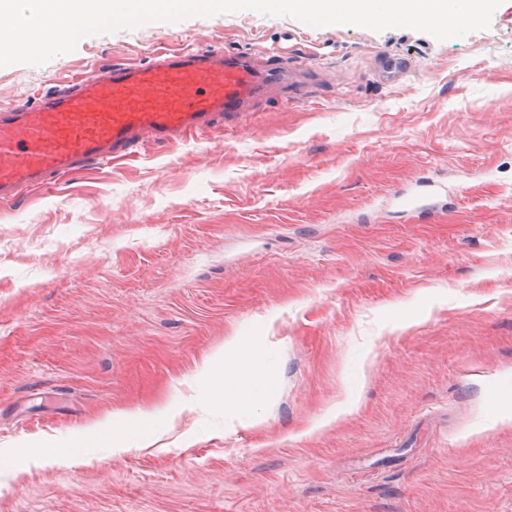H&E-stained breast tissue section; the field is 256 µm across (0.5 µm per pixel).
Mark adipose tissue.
<instances>
[{
    "mask_svg": "<svg viewBox=\"0 0 512 512\" xmlns=\"http://www.w3.org/2000/svg\"><path fill=\"white\" fill-rule=\"evenodd\" d=\"M250 354L244 340L232 336L204 360L201 374L213 380L212 403L251 408L269 394L276 375L270 370L254 373ZM106 424L112 430V447L117 453L150 447L160 435L157 417L149 410L115 414L107 419Z\"/></svg>",
    "mask_w": 512,
    "mask_h": 512,
    "instance_id": "adipose-tissue-1",
    "label": "adipose tissue"
}]
</instances>
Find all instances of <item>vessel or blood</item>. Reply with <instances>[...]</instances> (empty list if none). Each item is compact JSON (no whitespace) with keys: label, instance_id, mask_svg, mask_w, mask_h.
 Returning a JSON list of instances; mask_svg holds the SVG:
<instances>
[{"label":"vessel or blood","instance_id":"obj_1","mask_svg":"<svg viewBox=\"0 0 512 512\" xmlns=\"http://www.w3.org/2000/svg\"><path fill=\"white\" fill-rule=\"evenodd\" d=\"M280 76L277 63L255 69L215 51L164 52L147 66L111 65L71 81L38 107L0 108V200L25 186H48L88 165L133 157L142 140L187 141L215 118L241 117Z\"/></svg>","mask_w":512,"mask_h":512}]
</instances>
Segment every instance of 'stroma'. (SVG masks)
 <instances>
[{"label": "stroma", "instance_id": "1", "mask_svg": "<svg viewBox=\"0 0 512 512\" xmlns=\"http://www.w3.org/2000/svg\"><path fill=\"white\" fill-rule=\"evenodd\" d=\"M185 48L286 63L244 119L0 202V512H512V0L443 41L253 10L86 35L0 67V106ZM228 336L277 371L231 417L198 375ZM189 394L151 447L75 437Z\"/></svg>", "mask_w": 512, "mask_h": 512}]
</instances>
